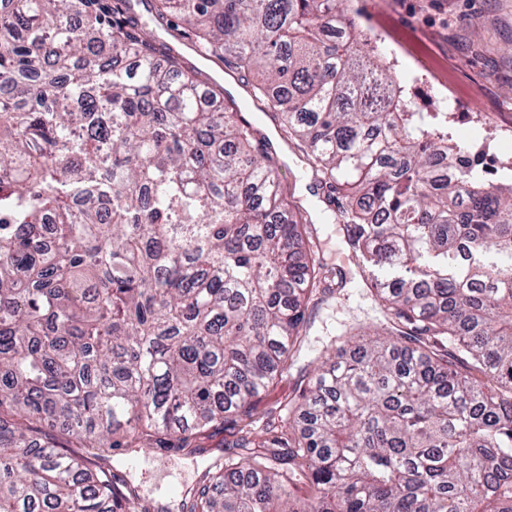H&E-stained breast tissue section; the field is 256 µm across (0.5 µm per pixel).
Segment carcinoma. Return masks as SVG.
<instances>
[{
  "mask_svg": "<svg viewBox=\"0 0 512 512\" xmlns=\"http://www.w3.org/2000/svg\"><path fill=\"white\" fill-rule=\"evenodd\" d=\"M345 12L0 0V512H148L114 453L251 418L309 329L306 219L224 87L157 43L175 19L257 72L251 97L348 191L385 321L332 337L285 436L238 439L182 512H512V183L408 105Z\"/></svg>",
  "mask_w": 512,
  "mask_h": 512,
  "instance_id": "carcinoma-1",
  "label": "carcinoma"
}]
</instances>
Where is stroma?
I'll use <instances>...</instances> for the list:
<instances>
[{
  "label": "stroma",
  "mask_w": 512,
  "mask_h": 512,
  "mask_svg": "<svg viewBox=\"0 0 512 512\" xmlns=\"http://www.w3.org/2000/svg\"><path fill=\"white\" fill-rule=\"evenodd\" d=\"M351 10L363 28L388 34L385 47L397 51L402 70L417 61L451 70L460 93H478L498 119H512V0H351ZM202 68L234 95L241 112L269 140L288 198L306 218L318 255L333 272L334 292L311 313L302 359L254 400V419L274 422L305 381L310 359L319 356L331 336L359 324L379 326L383 316L368 290L363 259L349 247L338 219L345 197L324 185L303 154L282 141L279 117L246 101L235 72L211 62ZM238 437L229 425L204 433L187 448L143 450L144 464L136 470L128 468V454H116L112 468L118 478L137 487L147 504L168 494L174 502L171 512H181L183 491L196 486L209 464L224 456Z\"/></svg>",
  "instance_id": "stroma-1"
}]
</instances>
